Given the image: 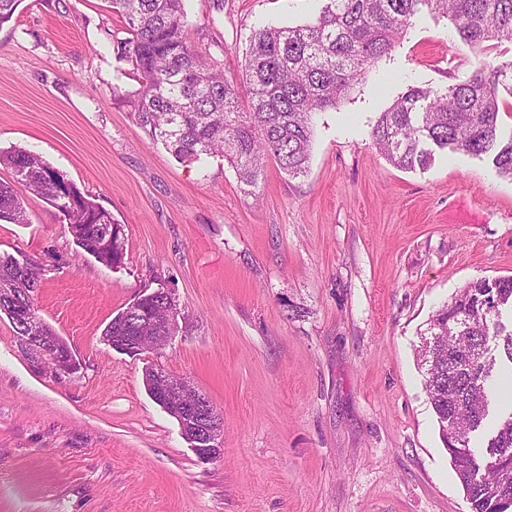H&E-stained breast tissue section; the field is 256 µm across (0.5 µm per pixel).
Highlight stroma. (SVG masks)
Segmentation results:
<instances>
[{"mask_svg":"<svg viewBox=\"0 0 512 512\" xmlns=\"http://www.w3.org/2000/svg\"><path fill=\"white\" fill-rule=\"evenodd\" d=\"M191 35L241 82L253 31L314 19L323 0H184ZM104 0H21L0 25V149L37 153L125 230L120 266L78 246L47 200L0 222V254L44 270L41 318L69 373L34 369L0 313V512H470L416 361L460 289L512 275V179L446 151L394 167L371 131L410 88L512 58L452 22L413 18L337 107L315 112L309 169L267 160L256 193L221 156L184 164L151 144L113 87L126 38ZM164 287L177 327L128 352L103 338ZM162 370L224 416L200 456L149 393Z\"/></svg>","mask_w":512,"mask_h":512,"instance_id":"obj_1","label":"stroma"}]
</instances>
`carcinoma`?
Masks as SVG:
<instances>
[{"instance_id":"carcinoma-1","label":"carcinoma","mask_w":512,"mask_h":512,"mask_svg":"<svg viewBox=\"0 0 512 512\" xmlns=\"http://www.w3.org/2000/svg\"><path fill=\"white\" fill-rule=\"evenodd\" d=\"M107 2L128 34L117 42L116 58L137 84L113 88V98L150 141L180 162L219 154L253 188L267 156L290 177L307 172L312 114L338 105L418 13L449 17L473 49L512 42V0H327L312 23L254 31L242 64L250 103L243 112L237 84L191 37L184 0ZM502 91L512 97V59L482 64L441 92L408 90L380 113L372 138L404 170H424L436 152L449 148L485 156L498 174L512 178V133L503 137L498 123ZM2 164L13 169L17 184L0 182V221L27 222L20 191L37 194L58 210L86 252L112 267L122 264L124 225L110 213L29 151H0ZM42 276L34 261L0 256V313L18 337L30 333L28 315L36 313ZM505 308L512 310V276L473 282L432 315L430 337L418 351L437 421L461 435L460 444L446 450L471 512H504L501 503L512 502V411L482 449L471 439L489 415L498 362L512 365V324L501 321ZM164 311L177 316L176 301L161 287L116 315L104 339L151 336L150 321Z\"/></svg>"}]
</instances>
